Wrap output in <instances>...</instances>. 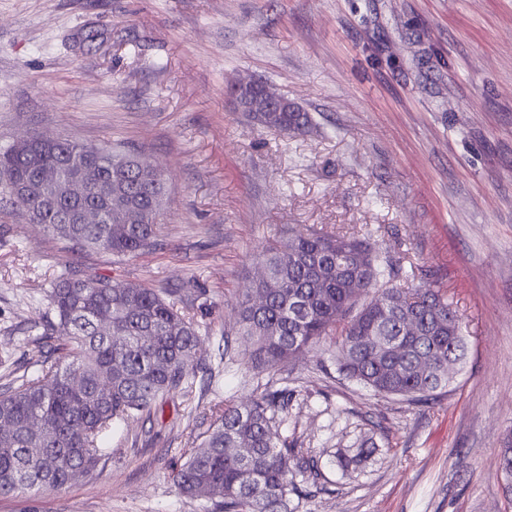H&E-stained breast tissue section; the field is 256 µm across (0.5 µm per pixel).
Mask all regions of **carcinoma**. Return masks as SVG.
Masks as SVG:
<instances>
[{
	"instance_id": "obj_1",
	"label": "carcinoma",
	"mask_w": 512,
	"mask_h": 512,
	"mask_svg": "<svg viewBox=\"0 0 512 512\" xmlns=\"http://www.w3.org/2000/svg\"><path fill=\"white\" fill-rule=\"evenodd\" d=\"M249 116L293 137L312 126L301 110ZM77 176L95 178L82 196L70 186ZM19 184L31 191L15 204L33 223L75 250L130 257L157 244V218L170 195L163 172L142 154L65 138L32 136L1 147L0 192L10 195ZM77 210L93 219L72 220ZM392 274L355 232H290L257 256L224 335L236 337L258 372L318 349L329 336L344 377L429 404L451 382L448 364L466 358L459 317L441 290L405 288ZM46 308L42 338L63 330L70 343L53 348L37 373L0 387V497L70 485L97 465L112 427L151 414L166 396H189L200 369L193 355L207 329L182 299L65 272L48 290ZM288 397L266 389L224 404L185 462L170 469L174 487L217 512H291V497L310 494L322 474L277 432ZM376 452L366 439L340 452L338 463L354 472Z\"/></svg>"
}]
</instances>
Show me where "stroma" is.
Segmentation results:
<instances>
[{
	"mask_svg": "<svg viewBox=\"0 0 512 512\" xmlns=\"http://www.w3.org/2000/svg\"><path fill=\"white\" fill-rule=\"evenodd\" d=\"M258 80L310 112L294 138L238 111ZM124 145L162 168L170 202L135 257L68 244L0 195V386L36 373L34 320L66 269L165 292L202 285L208 324L190 397L113 429L68 487L0 512H208L168 474L217 407L271 387L278 429L324 488L292 512H512V0H0V145L31 134ZM357 231L398 282L443 289L463 365L434 403L377 395L319 358L257 373L220 355L254 253L290 226ZM371 437L354 473L338 450Z\"/></svg>",
	"mask_w": 512,
	"mask_h": 512,
	"instance_id": "stroma-1",
	"label": "stroma"
}]
</instances>
